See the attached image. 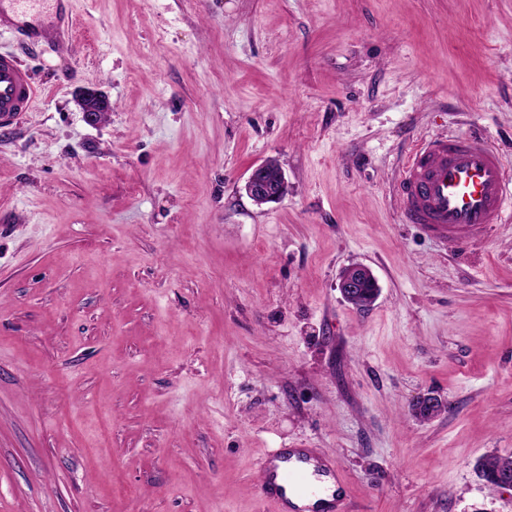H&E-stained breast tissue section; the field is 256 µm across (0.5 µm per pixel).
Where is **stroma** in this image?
Returning <instances> with one entry per match:
<instances>
[{"instance_id": "35a3bbf8", "label": "stroma", "mask_w": 512, "mask_h": 512, "mask_svg": "<svg viewBox=\"0 0 512 512\" xmlns=\"http://www.w3.org/2000/svg\"><path fill=\"white\" fill-rule=\"evenodd\" d=\"M1 52L39 96L0 127V512H269L280 448L354 512H512L477 468L512 455V223L446 245L393 204L424 136L512 167V0H74L64 47ZM79 102L86 118L94 124L104 121L112 111L109 98L98 89L82 90L79 94ZM244 188L253 203L262 206L283 198L288 192V181L279 164L269 160L251 172ZM336 287L342 298L354 306L360 304V299L367 298L368 301L362 304L366 308L375 302L379 294L378 281L373 271L362 263H353L345 267L339 273ZM368 288L370 290H367Z\"/></svg>"}]
</instances>
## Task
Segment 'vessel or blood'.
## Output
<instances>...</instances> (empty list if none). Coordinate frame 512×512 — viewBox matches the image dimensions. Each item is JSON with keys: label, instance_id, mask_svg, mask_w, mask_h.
<instances>
[{"label": "vessel or blood", "instance_id": "obj_1", "mask_svg": "<svg viewBox=\"0 0 512 512\" xmlns=\"http://www.w3.org/2000/svg\"><path fill=\"white\" fill-rule=\"evenodd\" d=\"M73 0H0V35L29 46L64 45ZM38 90L15 56L0 54V126L32 109ZM394 201L404 223L424 225L441 242L465 243L493 224L512 222V175L483 134L426 137L402 164ZM260 492L273 512H303L300 500L321 497L324 477L339 465L304 449L281 448L259 462Z\"/></svg>", "mask_w": 512, "mask_h": 512}]
</instances>
